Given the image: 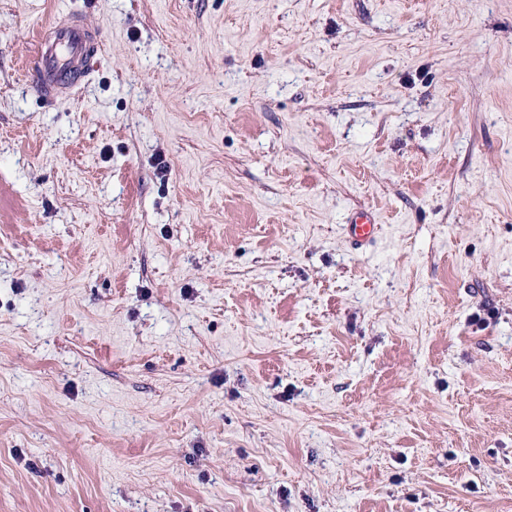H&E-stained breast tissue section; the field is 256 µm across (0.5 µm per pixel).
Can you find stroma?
I'll list each match as a JSON object with an SVG mask.
<instances>
[{"mask_svg": "<svg viewBox=\"0 0 512 512\" xmlns=\"http://www.w3.org/2000/svg\"><path fill=\"white\" fill-rule=\"evenodd\" d=\"M0 512H512V0H0ZM39 41L36 56L27 60L23 68L47 98L73 91L85 77V62L100 47V41L79 17L49 24ZM379 222L373 211L362 210L355 212L348 224H345V235L355 249L364 248L372 243L379 234Z\"/></svg>", "mask_w": 512, "mask_h": 512, "instance_id": "1", "label": "stroma"}]
</instances>
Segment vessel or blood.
<instances>
[{
    "instance_id": "b4317fda",
    "label": "vessel or blood",
    "mask_w": 512,
    "mask_h": 512,
    "mask_svg": "<svg viewBox=\"0 0 512 512\" xmlns=\"http://www.w3.org/2000/svg\"><path fill=\"white\" fill-rule=\"evenodd\" d=\"M39 48L23 68L32 75L40 93L48 98L73 91L85 76L84 64L100 43L81 18L55 21L39 37ZM345 235L354 248L361 249L378 237L379 224L373 211L355 212L346 224Z\"/></svg>"
}]
</instances>
